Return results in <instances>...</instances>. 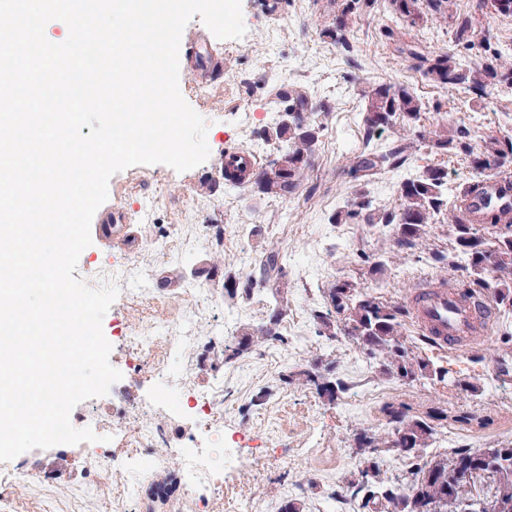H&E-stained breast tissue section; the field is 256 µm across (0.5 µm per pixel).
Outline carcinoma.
<instances>
[{"instance_id":"obj_1","label":"carcinoma","mask_w":512,"mask_h":512,"mask_svg":"<svg viewBox=\"0 0 512 512\" xmlns=\"http://www.w3.org/2000/svg\"><path fill=\"white\" fill-rule=\"evenodd\" d=\"M336 4L331 21L321 34L335 45L350 49L349 34L355 23L371 14L376 0H329ZM400 23L414 27L431 13L453 27L455 50L426 51L415 43H404L398 52L411 62L410 70L421 81L446 91L463 90L480 98L499 87L512 89V55L503 53L492 42V16H512V0H476L463 8L457 0H392ZM274 103L290 114L260 137L277 144L273 164L277 172L269 176L261 167L253 173L250 185L240 178L224 176V186H244L267 198L293 197L313 167L316 148L324 129L320 116L333 106L322 102L312 105L307 91L300 87H279ZM364 100L358 124L362 148L353 158H345L347 172L363 184L344 201L341 209L329 217L331 224H383L392 226L389 253L424 245L428 227L442 217L449 227L448 251L432 250L436 261L458 263L465 279L448 285L465 299H487L499 313L512 312V139L487 138L473 142L471 129L464 124H421L424 112L440 111L442 103L422 100L403 82L379 81L362 89ZM393 139L384 149L375 140L385 131ZM421 142L433 153L459 158L471 169V178L454 193L448 203V170L429 166L411 179L397 183V205L393 210L375 206L365 190L373 178L398 171L407 163L410 149ZM499 227L495 235L482 233L481 225ZM287 252L273 245L249 261L245 276L229 275L227 292L242 291L250 296L257 287L272 285L275 304L265 325L242 334L234 345L224 347L225 358L232 359L254 344L268 340L288 343L278 332L288 315V282L284 281ZM326 309L315 310L312 318L320 336L341 337L358 347L368 358L379 362L380 373L404 384L427 381L442 383L448 371L434 366L415 351L403 329L410 311L401 301L374 295L352 280H338L323 291ZM334 367L317 364L298 372L306 384L329 401H336L344 386L330 379ZM390 430L361 429L353 442L359 458L358 482L349 481L346 496L354 504L353 512H451L461 497H474L475 483L488 476L492 491L483 495L512 512V440L484 449L457 448L451 453L428 455L437 434L435 420H445L439 412L427 418L414 417L400 408L387 407ZM386 453H397L409 461V469L400 479L381 477L379 460ZM474 473L472 482L461 475Z\"/></svg>"}]
</instances>
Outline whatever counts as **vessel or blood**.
<instances>
[{
    "label": "vessel or blood",
    "mask_w": 512,
    "mask_h": 512,
    "mask_svg": "<svg viewBox=\"0 0 512 512\" xmlns=\"http://www.w3.org/2000/svg\"><path fill=\"white\" fill-rule=\"evenodd\" d=\"M224 166L240 175H250L257 168L255 158L242 151L226 153ZM410 318L417 329L434 339L442 351H459L463 338L469 336L472 326L491 323L495 310L489 301H466L447 286L415 289L410 297Z\"/></svg>",
    "instance_id": "1"
}]
</instances>
